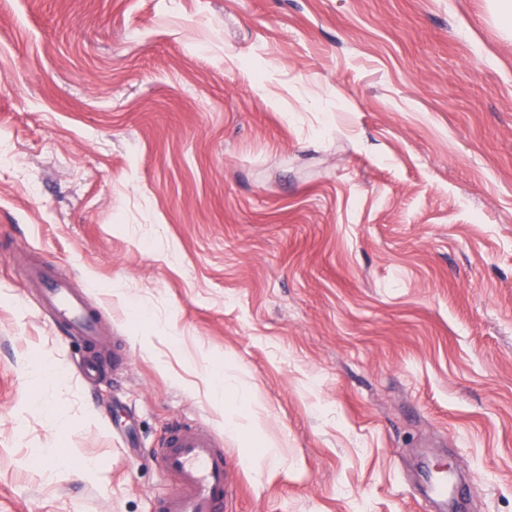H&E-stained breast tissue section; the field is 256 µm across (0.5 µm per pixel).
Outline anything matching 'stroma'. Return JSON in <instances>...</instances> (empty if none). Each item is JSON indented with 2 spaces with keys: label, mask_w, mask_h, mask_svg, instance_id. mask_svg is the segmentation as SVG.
<instances>
[{
  "label": "stroma",
  "mask_w": 512,
  "mask_h": 512,
  "mask_svg": "<svg viewBox=\"0 0 512 512\" xmlns=\"http://www.w3.org/2000/svg\"><path fill=\"white\" fill-rule=\"evenodd\" d=\"M0 143V512H154L180 422L222 444L226 512H434L429 459L512 512L494 0H0ZM33 280L41 289L55 320L73 336H78L86 348L95 347L99 342L96 320L87 312L84 301L46 271L37 273Z\"/></svg>",
  "instance_id": "obj_1"
}]
</instances>
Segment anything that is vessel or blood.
Here are the masks:
<instances>
[{
  "label": "vessel or blood",
  "instance_id": "b4317fda",
  "mask_svg": "<svg viewBox=\"0 0 512 512\" xmlns=\"http://www.w3.org/2000/svg\"><path fill=\"white\" fill-rule=\"evenodd\" d=\"M34 280L56 321L78 336L86 348L95 347L99 342L96 320L83 300L48 272L37 273ZM159 456L164 468L175 476L176 488L158 501L157 512H224L230 488L228 464L211 433L192 424L177 425L163 441ZM425 477L437 512H447L449 494L460 497L466 492L462 486L449 489L447 478L434 471H426Z\"/></svg>",
  "mask_w": 512,
  "mask_h": 512
}]
</instances>
